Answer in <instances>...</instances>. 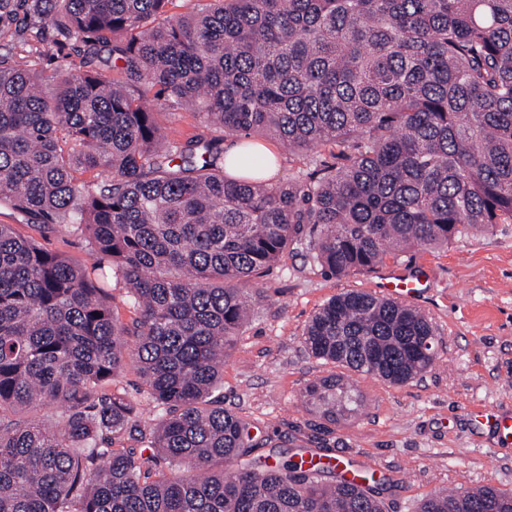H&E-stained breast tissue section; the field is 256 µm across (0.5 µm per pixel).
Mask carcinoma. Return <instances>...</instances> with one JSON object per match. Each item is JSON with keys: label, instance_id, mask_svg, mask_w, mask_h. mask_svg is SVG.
<instances>
[{"label": "carcinoma", "instance_id": "obj_1", "mask_svg": "<svg viewBox=\"0 0 512 512\" xmlns=\"http://www.w3.org/2000/svg\"><path fill=\"white\" fill-rule=\"evenodd\" d=\"M168 2L0 0L83 47L51 94L0 57V201L93 254L78 265L0 224V512H384L371 476L251 460V424L213 392L251 286L286 252L340 277L512 220V0H208L166 19ZM104 51L110 78L87 69ZM175 106L210 134L168 139ZM254 133L334 145L336 162L272 183ZM234 134L253 177L225 166ZM434 336L421 311L350 290L303 344L401 385ZM131 364L147 425L112 391ZM302 396L330 422L363 410L341 375ZM126 436L150 452L115 447ZM416 512H512V491H438ZM106 288L112 294V306L117 310L124 322H129L137 316L136 311L128 304L125 290L120 283H116L111 279Z\"/></svg>", "mask_w": 512, "mask_h": 512}]
</instances>
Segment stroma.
Wrapping results in <instances>:
<instances>
[{
  "label": "stroma",
  "mask_w": 512,
  "mask_h": 512,
  "mask_svg": "<svg viewBox=\"0 0 512 512\" xmlns=\"http://www.w3.org/2000/svg\"><path fill=\"white\" fill-rule=\"evenodd\" d=\"M0 53L29 55L42 76L82 59L77 43L58 45L51 29L33 28L20 15L0 20ZM336 152L332 145L314 154L279 148L275 181L297 180L316 163L333 162ZM0 224L75 262L90 260L78 230L31 223L5 203ZM393 268L426 282L414 305L436 328L435 360L400 386L354 377L366 399L363 412L348 422L319 418L300 393L336 368L306 350L305 327L330 298L374 291L380 272ZM258 286L262 297L224 360L220 388L225 410L255 427L253 456L273 463L313 451L353 467L375 465L387 512H415L442 488L512 490V444L498 445L475 420L488 408L512 411V222L441 248L415 247L386 259L379 271L342 277L322 274L294 250Z\"/></svg>",
  "instance_id": "35a3bbf8"
}]
</instances>
